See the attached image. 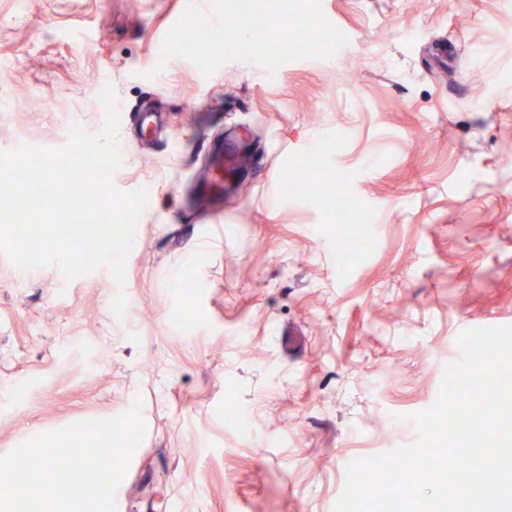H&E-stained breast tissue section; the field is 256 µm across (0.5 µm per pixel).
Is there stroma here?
<instances>
[{"mask_svg": "<svg viewBox=\"0 0 512 512\" xmlns=\"http://www.w3.org/2000/svg\"><path fill=\"white\" fill-rule=\"evenodd\" d=\"M321 7L347 44L273 81L160 63L185 0H0V150L98 131L110 87L111 183L149 195L124 286L0 257V455L138 402L123 512H333L349 462L415 441L403 417L436 403L459 333L512 325V9ZM242 133L218 229L187 189ZM338 190L368 227L346 267ZM188 263L189 296L174 284Z\"/></svg>", "mask_w": 512, "mask_h": 512, "instance_id": "stroma-1", "label": "stroma"}]
</instances>
